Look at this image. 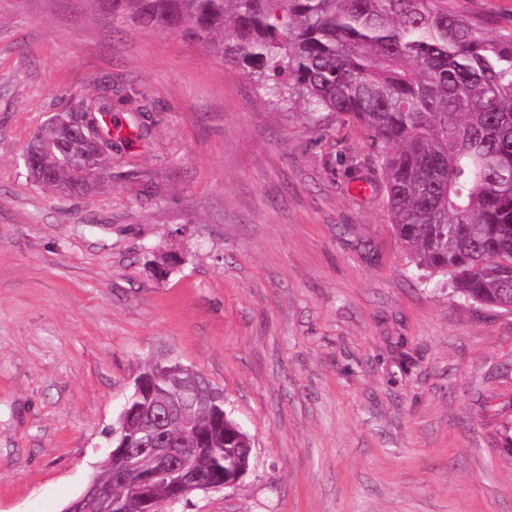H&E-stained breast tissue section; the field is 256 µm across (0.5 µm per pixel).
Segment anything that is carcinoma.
<instances>
[{"instance_id": "obj_1", "label": "carcinoma", "mask_w": 512, "mask_h": 512, "mask_svg": "<svg viewBox=\"0 0 512 512\" xmlns=\"http://www.w3.org/2000/svg\"><path fill=\"white\" fill-rule=\"evenodd\" d=\"M109 23L166 30L243 66L273 100L364 124L382 146L392 228L425 274H448L460 298L512 312V31L486 33L448 0H93ZM112 112V95L54 116L77 125ZM38 184L85 196L92 165L81 141L42 142ZM154 388L184 381L186 423L201 436L197 471L250 466V437L223 439L225 403L202 396L196 371L173 359L146 366Z\"/></svg>"}]
</instances>
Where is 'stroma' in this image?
Listing matches in <instances>:
<instances>
[{
	"instance_id": "35a3bbf8",
	"label": "stroma",
	"mask_w": 512,
	"mask_h": 512,
	"mask_svg": "<svg viewBox=\"0 0 512 512\" xmlns=\"http://www.w3.org/2000/svg\"><path fill=\"white\" fill-rule=\"evenodd\" d=\"M448 8L512 29V0ZM103 85L111 179L45 190L24 146ZM379 150L92 0H0V512H62L161 355L223 389L252 464L159 512H512V313L416 269Z\"/></svg>"
}]
</instances>
